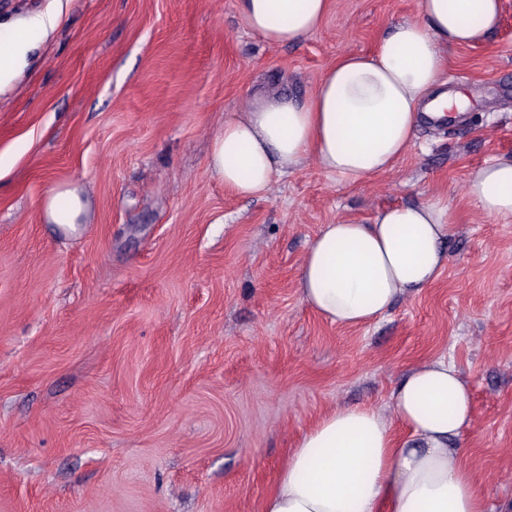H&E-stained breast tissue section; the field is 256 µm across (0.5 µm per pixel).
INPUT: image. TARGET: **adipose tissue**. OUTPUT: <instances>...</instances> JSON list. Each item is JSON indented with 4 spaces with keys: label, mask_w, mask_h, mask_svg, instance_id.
Here are the masks:
<instances>
[{
    "label": "adipose tissue",
    "mask_w": 512,
    "mask_h": 512,
    "mask_svg": "<svg viewBox=\"0 0 512 512\" xmlns=\"http://www.w3.org/2000/svg\"><path fill=\"white\" fill-rule=\"evenodd\" d=\"M330 0H241L247 25L272 44L316 31ZM501 0H418L417 18L396 23L365 54L337 59L315 95L252 103L225 121L208 166L241 196L268 192L276 175L314 157L350 183L390 170L423 120L466 111L461 93L440 90L450 48L495 31ZM58 13L37 14L0 36V89L27 64L34 35ZM466 192L492 219H512V156L469 174ZM455 225L447 201L397 204L372 223L324 225L298 274L301 298L329 322L359 327L432 285L448 264L444 241ZM393 420L371 405L339 407L297 442L262 512H485L478 480L455 442L472 423L471 392L457 366L436 356L415 365L391 395ZM403 434H394L392 422Z\"/></svg>",
    "instance_id": "1"
}]
</instances>
